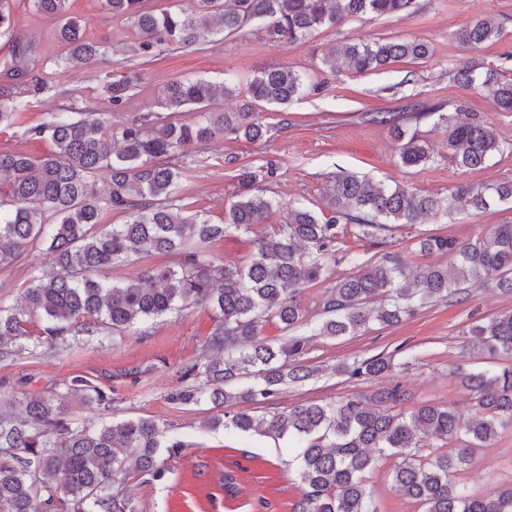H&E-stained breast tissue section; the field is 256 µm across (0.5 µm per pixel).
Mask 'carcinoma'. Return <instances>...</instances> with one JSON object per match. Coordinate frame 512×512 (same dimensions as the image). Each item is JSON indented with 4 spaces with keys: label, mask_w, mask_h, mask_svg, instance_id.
Instances as JSON below:
<instances>
[{
    "label": "carcinoma",
    "mask_w": 512,
    "mask_h": 512,
    "mask_svg": "<svg viewBox=\"0 0 512 512\" xmlns=\"http://www.w3.org/2000/svg\"><path fill=\"white\" fill-rule=\"evenodd\" d=\"M30 2L57 21L65 53L55 65L90 67L106 53V46L86 39L79 20L70 15V0ZM104 2L113 16L131 23L138 55L153 59L197 44L199 14L224 38L261 22L267 41L277 46L338 26L350 16L408 15L416 0H196L195 10L180 13H156L147 8V0ZM500 35L492 19L456 33L470 49ZM428 54V44L420 40L344 43L325 63L333 71L366 73L398 58ZM31 56V45L13 44L4 78L29 81L38 89L42 80L31 75ZM454 80L463 89L486 92L501 111L512 112V81L499 79L495 69L465 63ZM304 88V77L287 67L264 70L247 82L249 102L238 112H223L216 98L237 94L236 86L177 80L161 99L165 116L146 115L114 128L97 112L79 118L54 113L26 129L31 137L49 140L50 152L36 157L0 151V182L12 202V208L0 209V268L44 246L53 257L51 268L30 273L23 305L0 303V359L30 353L68 334H122L169 312L209 305L217 324L202 356L182 369L184 385L171 400L198 404L206 397L215 408L260 405L319 372L302 362L308 337L296 330L304 325L302 292L323 280L332 263L343 262L353 271L324 297L325 319L314 335L329 339L355 336L374 323L394 326L432 300L464 301L479 283L512 293V224L492 225L468 242L441 235L418 239L419 253H446L450 264L428 265L412 279L396 253L363 259L342 248L349 233L370 241L393 224H425L441 206L434 196L406 186L388 188L347 171L327 176L329 217L291 206L286 223L255 240L246 265L214 264L209 243L232 228L248 232L267 223L273 202L256 189V172L243 167L224 223L213 224L198 212L182 215L176 201L183 172L171 157L220 136L261 140L266 129L255 104L285 106ZM137 89L138 83L128 78L105 85L116 107ZM28 106L20 93L1 91L0 125H12ZM191 111L199 114L198 121L181 120L182 113ZM499 149L486 124L448 126V157L461 168H481ZM399 159L407 167L417 166L430 161V151L413 136L401 145ZM102 178L109 186L104 196L96 189ZM509 200L512 182L461 183L451 192L448 208L485 212ZM106 211L124 213L128 221L106 225ZM155 253L175 260L147 267L135 278L109 276L112 268ZM31 317L42 322L35 339L26 329ZM266 321L276 322L283 335L275 340L262 336ZM467 334L477 354L512 358V311L473 322ZM402 352L410 350L354 357L334 371L357 381L389 377ZM461 383L474 400L475 414L468 420L436 404L417 405L406 414L391 412L409 401L408 391L396 381L370 395L299 403L268 417L249 409L225 411L209 424L227 432L288 439L300 458V494L293 512H379L366 474L380 458L396 459L392 488L419 503L423 512H512V484L482 496L456 481L477 449L512 428V365L464 373ZM66 388L74 398L110 402L81 377ZM450 442L454 447L442 450ZM185 447L149 418L80 425L57 400L29 399L18 410L0 414V512H135L130 480L164 481L170 468L160 458L161 449L171 458Z\"/></svg>",
    "instance_id": "cac0c4a2"
}]
</instances>
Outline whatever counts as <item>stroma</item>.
Returning a JSON list of instances; mask_svg holds the SVG:
<instances>
[{
  "mask_svg": "<svg viewBox=\"0 0 512 512\" xmlns=\"http://www.w3.org/2000/svg\"><path fill=\"white\" fill-rule=\"evenodd\" d=\"M408 16L350 17L341 25L322 28L305 39L270 45L258 25L237 36L219 40L203 34L197 45L166 52L143 62L135 51L130 23L113 18L100 0H71L70 11L84 28L87 39L107 42L112 51L91 67H58L54 61L63 48L54 20L33 11L27 0H14L12 26L0 35V63L8 59L15 41L33 43L34 72L45 87L32 96L17 124L0 127V149L42 155L50 150L44 140L26 135L27 127L42 122L47 113L64 109L105 113L120 127L160 110L165 86L176 79L206 78L246 84L263 69L284 66L311 78L313 86L284 107H261L267 131L256 142L219 137L182 157L184 176L178 199L184 213L201 212L212 223L224 221L225 208L239 189L240 166L259 169L274 162L273 178L259 187L274 204L265 224L250 232L231 231L212 243L216 263H247L255 237L272 233L288 219L289 205L304 206L327 216L323 204L326 176L338 170L365 174L385 186L405 185L422 195L447 198L460 183L485 185L512 181V112L497 111L492 99L480 92L458 88L452 74L461 62L478 58L512 79V0H417ZM494 17L502 28L498 39L472 51L461 46L456 31L477 19ZM421 39L430 46L428 56L402 59L382 70L331 74L324 56L341 43L372 40ZM134 77L139 92L121 106H113L103 89L108 79ZM399 116V131L371 120L372 113ZM460 121L475 119L490 125L500 142L484 168L462 169L448 160V130L441 116ZM426 141L431 159L418 167L403 166L399 151L403 137ZM494 224H512V202L484 213L441 211L425 224H405L379 232L375 241L347 238L349 250L378 257L388 252L403 257L411 271L429 264H447V256H423L411 249L417 236L436 234L467 242ZM44 250L22 256L0 270V300L20 302V290L34 268L50 266ZM512 311V294L475 287L460 303H433L392 327L372 326L339 339L312 337L304 354L307 365L320 367L318 378L284 388L260 405L268 415L306 401L334 402L379 388L376 380L353 381L336 375L339 362L369 357L395 349H411L407 365L397 377L412 402L454 407L462 418L473 413L471 395L455 371L498 370L499 358L473 357L466 330L472 322ZM216 324L211 307L196 305L137 326L117 338L71 336L35 352L0 359V412L19 401L38 396H62L73 419L119 421L149 417L184 440L180 455L169 459L165 481L135 487L136 512H293L300 493L298 465L285 441L256 434H236L211 428L210 403L178 405L170 394L181 385L180 370L199 359L205 338ZM81 377L105 391L110 404H84L67 397L66 383ZM392 460H380L367 474V488L380 512H422L420 504L391 487ZM233 474L235 493L224 491L225 474ZM461 482L472 492L488 494L512 483V429H506L488 448L478 449Z\"/></svg>",
  "mask_w": 512,
  "mask_h": 512,
  "instance_id": "1",
  "label": "stroma"
}]
</instances>
